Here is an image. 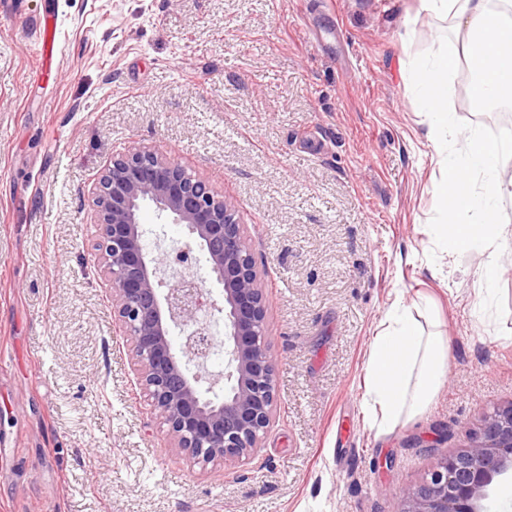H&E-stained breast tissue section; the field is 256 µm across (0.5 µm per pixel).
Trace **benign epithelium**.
I'll return each instance as SVG.
<instances>
[{"instance_id":"benign-epithelium-1","label":"benign epithelium","mask_w":512,"mask_h":512,"mask_svg":"<svg viewBox=\"0 0 512 512\" xmlns=\"http://www.w3.org/2000/svg\"><path fill=\"white\" fill-rule=\"evenodd\" d=\"M152 203L184 225L224 288V399L205 396L203 366L211 345L201 327L180 349L172 328L195 324L207 296L195 282L162 289L164 270L142 243L141 208ZM97 264L109 282L118 327L133 345L137 381L167 426L173 447L193 463H239L254 457L277 408L276 361L268 341V304L235 207L199 174L165 155L129 143L99 174L94 198ZM471 445L436 459L419 485L402 491L397 512H487L495 483L512 474V403L494 409Z\"/></svg>"}]
</instances>
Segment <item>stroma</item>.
<instances>
[{"instance_id": "35a3bbf8", "label": "stroma", "mask_w": 512, "mask_h": 512, "mask_svg": "<svg viewBox=\"0 0 512 512\" xmlns=\"http://www.w3.org/2000/svg\"><path fill=\"white\" fill-rule=\"evenodd\" d=\"M458 37L418 0H0V512H395L512 402V266L481 308L450 254L412 66ZM449 77L461 129L512 140ZM134 141L238 209L269 302L279 404L261 450L200 467L131 366L94 263L96 179ZM154 256L183 225L141 213ZM428 303L448 377L380 436L369 344Z\"/></svg>"}]
</instances>
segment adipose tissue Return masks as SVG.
<instances>
[{"mask_svg": "<svg viewBox=\"0 0 512 512\" xmlns=\"http://www.w3.org/2000/svg\"><path fill=\"white\" fill-rule=\"evenodd\" d=\"M419 8L452 17L464 31L449 49L416 65L410 75L411 89L430 116L428 139L441 158V219L433 233L447 252L486 254L480 279L491 293L503 268L504 246L512 240V226L501 217L503 203L512 201V179L501 175L512 146L478 129H457L448 108V76L460 61L472 60L476 45H483L484 73L472 103L479 109L511 104L512 21L493 9L491 0H419ZM386 321L366 361L365 405L381 435L424 414L447 375L443 338L428 332L409 307L390 310Z\"/></svg>", "mask_w": 512, "mask_h": 512, "instance_id": "obj_1", "label": "adipose tissue"}]
</instances>
